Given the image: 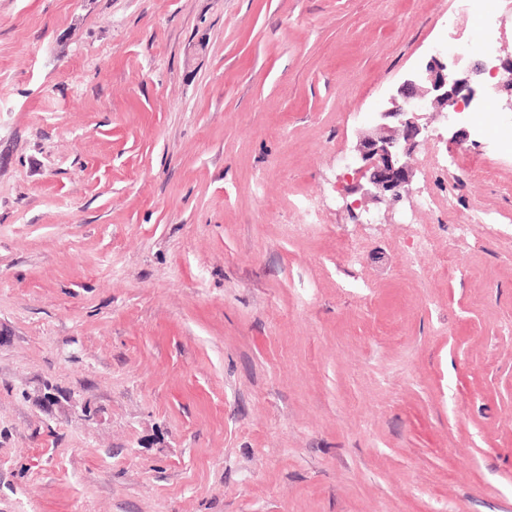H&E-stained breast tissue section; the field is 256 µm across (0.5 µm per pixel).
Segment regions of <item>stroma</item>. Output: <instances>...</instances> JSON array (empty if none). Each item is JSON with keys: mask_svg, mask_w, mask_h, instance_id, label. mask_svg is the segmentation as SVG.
I'll list each match as a JSON object with an SVG mask.
<instances>
[{"mask_svg": "<svg viewBox=\"0 0 512 512\" xmlns=\"http://www.w3.org/2000/svg\"><path fill=\"white\" fill-rule=\"evenodd\" d=\"M484 39L459 0H0V512H512V112L341 198ZM486 71L481 61L465 70L448 68V56L438 50L404 78L375 113L374 129L359 136L348 164L356 166L352 180L366 178L364 196L394 206L410 193L413 172L404 158L429 133L423 114L461 112L478 100L477 79Z\"/></svg>", "mask_w": 512, "mask_h": 512, "instance_id": "35a3bbf8", "label": "stroma"}]
</instances>
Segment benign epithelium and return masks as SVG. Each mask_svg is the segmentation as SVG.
Returning <instances> with one entry per match:
<instances>
[{"mask_svg":"<svg viewBox=\"0 0 512 512\" xmlns=\"http://www.w3.org/2000/svg\"><path fill=\"white\" fill-rule=\"evenodd\" d=\"M495 79L496 95H506L502 109L512 111V52L492 70L476 61L465 70L448 67L443 51L410 72L376 112V125L359 136L354 148L353 177L364 178L370 199L394 206L410 193L413 172L404 162L429 133L427 112H460L479 98L478 77Z\"/></svg>","mask_w":512,"mask_h":512,"instance_id":"benign-epithelium-1","label":"benign epithelium"}]
</instances>
